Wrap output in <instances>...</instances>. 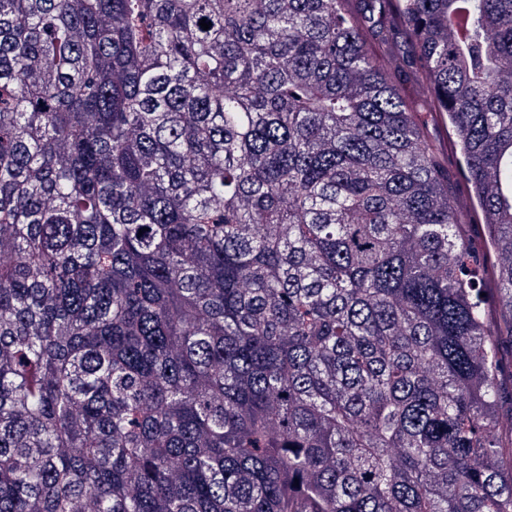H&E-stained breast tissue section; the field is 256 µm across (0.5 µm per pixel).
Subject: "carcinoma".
Returning a JSON list of instances; mask_svg holds the SVG:
<instances>
[{
    "mask_svg": "<svg viewBox=\"0 0 512 512\" xmlns=\"http://www.w3.org/2000/svg\"><path fill=\"white\" fill-rule=\"evenodd\" d=\"M511 212L512 0H0V512H512ZM445 168H448V187L451 188L449 202L457 214L459 224L466 225V229L475 250L480 251L484 246L483 231L478 219L477 204L470 191L466 188L463 174V162L459 156L448 151L444 154Z\"/></svg>",
    "mask_w": 512,
    "mask_h": 512,
    "instance_id": "obj_1",
    "label": "carcinoma"
}]
</instances>
